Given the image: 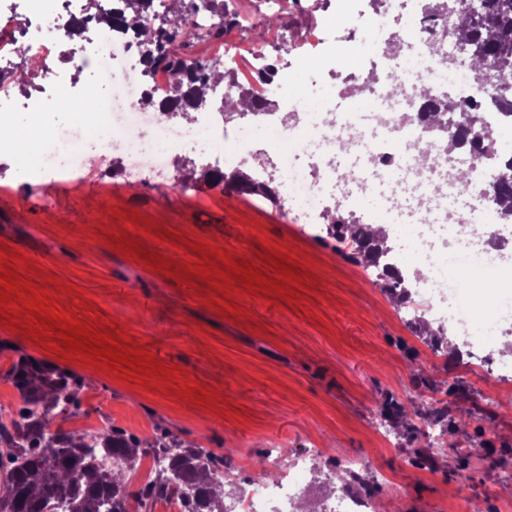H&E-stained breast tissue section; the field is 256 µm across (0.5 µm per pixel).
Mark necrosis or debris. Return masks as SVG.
Wrapping results in <instances>:
<instances>
[{
    "label": "necrosis or debris",
    "mask_w": 512,
    "mask_h": 512,
    "mask_svg": "<svg viewBox=\"0 0 512 512\" xmlns=\"http://www.w3.org/2000/svg\"><path fill=\"white\" fill-rule=\"evenodd\" d=\"M263 5L248 19L251 25L264 26L262 42L244 53L228 40L204 61L231 71L237 86L250 88L258 99L279 95L282 106L295 112V120L280 123L265 108L230 126L221 105L227 92L219 88L217 104L196 113L192 126L185 127L142 108L144 95L165 99L174 77L136 65L141 54L137 34L87 20L85 0H61L51 39L33 48L40 76L71 88L72 77L54 69L52 62L64 54L79 55V48L70 44V29L81 20L89 33L88 61L95 73L90 86L109 89L110 98L101 111L79 112L71 121L48 125L47 137L34 154L22 150L8 112L0 110V128L8 130L0 135V157L11 158L16 172L14 181L0 188L10 192L44 181L66 191L89 185L98 194L112 195L123 185L93 168V155L120 161L131 176H157L182 153L206 152L218 134L229 169L263 146L273 169L254 171L253 177L271 183L275 194L269 199L250 193L243 195V202L279 221L288 215L286 202H294L298 218L307 224L324 221L329 208L357 203L361 223L411 226L413 261L427 272L411 296L412 311L447 318L464 343L466 372L497 383L504 398H512V362L495 349L500 335L512 332V291L504 287L512 279V217L498 215L504 225L499 239L483 237L480 231L493 208L487 189L499 163L477 159L467 146L449 151V129L421 120L417 90L427 88L434 98L464 106L476 104L486 132L511 125L512 116L490 93L480 92L476 74L468 71L464 54L448 36L447 15L426 13L417 28L389 32L398 53L380 51L360 69L356 79L363 107L352 106L342 94L318 101L293 98L286 91L288 71L274 59L273 49L289 46L301 65L331 72L343 38L322 25L292 33L266 25L268 17L302 8V0H263ZM26 39L11 0H0V73L8 77L0 84V101L11 99V79L27 65L18 52ZM452 169L466 171V178L449 177ZM487 294L492 297L489 309L480 330H472L473 312ZM306 487L305 468L274 465L242 496L236 512H293Z\"/></svg>",
    "instance_id": "4bbe7bcc"
}]
</instances>
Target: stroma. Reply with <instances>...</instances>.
Wrapping results in <instances>:
<instances>
[{
	"label": "stroma",
	"mask_w": 512,
	"mask_h": 512,
	"mask_svg": "<svg viewBox=\"0 0 512 512\" xmlns=\"http://www.w3.org/2000/svg\"><path fill=\"white\" fill-rule=\"evenodd\" d=\"M421 0H385L370 38L355 40L350 53L372 57L396 27L414 26ZM206 167L195 155L177 158L167 186H134L100 198L89 188L61 194L46 208L48 187H23L0 198V268L19 275L12 308L23 315L46 293L51 313L84 326L102 325L110 340L152 354L161 374L110 371L90 356L65 357L54 349L52 326L43 338L0 325V392L12 361L27 354L82 376L87 384L75 413L58 425L106 418L127 410L144 424L143 442L155 426L178 439L223 454L239 469L246 493L259 479L269 444L295 462L310 444L322 448L311 467L360 455L371 469L364 477L378 512H442L458 495L496 512L512 502V403L484 380L465 374L449 349L433 357L410 325L395 315L396 302L358 276L332 244L291 235L288 224L246 206L235 193L211 189ZM207 190V206H186L183 191ZM153 220L152 228L138 218ZM133 236L173 268L201 275L205 264L252 262L265 277L267 254H290L304 282L290 281L293 296L269 295L266 285L248 291L233 277L201 287L148 267L141 254L116 253L115 241ZM437 381L464 380L468 391L431 392L414 387L417 369ZM393 393L407 418L440 401L470 425L443 440L471 450L465 462L447 458L437 470L417 464L404 442L374 436L380 404ZM467 482H459V473Z\"/></svg>",
	"instance_id": "35a3bbf8"
}]
</instances>
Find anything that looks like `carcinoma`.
I'll use <instances>...</instances> for the list:
<instances>
[{"mask_svg":"<svg viewBox=\"0 0 512 512\" xmlns=\"http://www.w3.org/2000/svg\"><path fill=\"white\" fill-rule=\"evenodd\" d=\"M469 4L470 0H463L456 12L458 22L449 30L456 45L469 53L470 65L479 73L494 67L512 71V0H477L471 9ZM87 9L101 24L135 31L145 50L142 62L146 68H164L175 75L169 97L158 101L147 95L141 100L143 108L168 119L188 109L202 112L209 107V93L216 86L223 82L235 85L232 73L192 60L190 55L197 42L222 39L238 23L236 13L224 11L219 26L203 30L192 21L190 0H120V6L109 12L102 11L97 0H88ZM128 9L135 13L130 22ZM422 118L432 125L454 127L448 142L450 152L466 142L482 156L498 150L496 137L476 133L479 113L473 109L459 112L453 101L428 96ZM216 180L233 184L239 192L262 189L273 194L270 186L256 184L246 173L230 177L218 174ZM495 183V209L512 214V161L496 174ZM327 235L348 242L351 252L345 258L356 265H375L389 252L374 237L371 227L338 212L330 215ZM376 285L399 303L406 299L402 277L393 269H385ZM413 332L418 337H431L427 345L441 347L444 329L434 331L421 319L414 323ZM6 376L27 406V413L13 423V431L4 432L6 451H0V460L7 459L8 465L0 466V474H5L0 512H101L108 501L112 502V512H145L148 503L173 496L180 499L182 512H224L225 484H217L224 455L166 433L144 449L140 438L115 427L101 432L90 445L77 432L60 426L53 430L45 420L46 414L61 403L64 414L79 408L83 378L27 355L14 360ZM381 410L393 427L404 416L401 405L390 397L381 404ZM418 418L441 426L444 432L456 427L455 417L445 406H430ZM100 450L120 458L123 466L102 470L96 462ZM149 454L163 457L166 464L147 488L129 491L126 472L136 469L141 456Z\"/></svg>","mask_w":512,"mask_h":512,"instance_id":"cac0c4a2","label":"carcinoma"}]
</instances>
